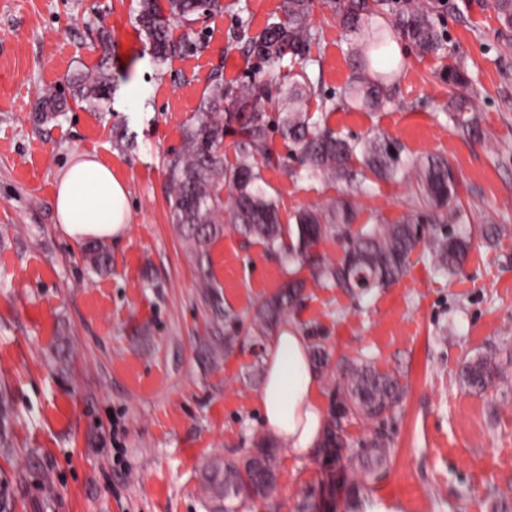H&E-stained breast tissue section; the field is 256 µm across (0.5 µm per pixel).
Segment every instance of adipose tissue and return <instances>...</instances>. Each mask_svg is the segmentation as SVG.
Here are the masks:
<instances>
[{"instance_id":"1","label":"adipose tissue","mask_w":512,"mask_h":512,"mask_svg":"<svg viewBox=\"0 0 512 512\" xmlns=\"http://www.w3.org/2000/svg\"><path fill=\"white\" fill-rule=\"evenodd\" d=\"M54 203L58 229L68 240L118 239L129 228L126 186L96 156H81L59 176ZM265 365L258 397L264 424L291 454H309L319 443L324 411L306 336L296 327L283 328Z\"/></svg>"}]
</instances>
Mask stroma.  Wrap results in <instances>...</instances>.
<instances>
[{"label":"stroma","mask_w":512,"mask_h":512,"mask_svg":"<svg viewBox=\"0 0 512 512\" xmlns=\"http://www.w3.org/2000/svg\"><path fill=\"white\" fill-rule=\"evenodd\" d=\"M280 3L224 0L223 14L204 24L203 47L159 65L131 0H0V392L12 407L0 479L12 487L14 512H223L202 471L240 459L265 431L257 400L274 339L256 336L252 318L287 275L279 257L229 228L198 263L170 219L164 160L213 70L233 85L251 75L237 37L260 32ZM429 3L444 52L421 57L404 45L391 68L392 103L338 108L329 125L359 138L385 133L406 155L443 157L468 225L507 232L494 244L474 237L451 278L422 245L398 282L355 299L306 282L287 322L320 336L329 355L318 371L322 403L353 359L405 388L383 422L344 424L353 459L385 428L386 459L364 475L324 448L296 456L280 447L270 498L234 502V512H512V27L494 0ZM311 24L319 39L307 73L318 92H340L351 74L349 37L322 8ZM104 28L115 43L108 57ZM458 55L475 138L447 114L443 70ZM101 65L117 87L110 111L74 103L52 121L34 120L39 93ZM122 132L131 147L115 146ZM78 154L110 163L128 187L129 229L108 241L112 269L103 275L56 224L55 181ZM266 178L286 214L344 190L280 170ZM415 201L409 182L372 185L353 198L355 223H398ZM228 314L237 338L229 351ZM60 336L70 339L65 371L51 357ZM477 356L505 370L482 393L462 382Z\"/></svg>","instance_id":"1"}]
</instances>
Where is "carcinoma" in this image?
<instances>
[{
	"instance_id": "obj_1",
	"label": "carcinoma",
	"mask_w": 512,
	"mask_h": 512,
	"mask_svg": "<svg viewBox=\"0 0 512 512\" xmlns=\"http://www.w3.org/2000/svg\"><path fill=\"white\" fill-rule=\"evenodd\" d=\"M322 7L357 39L351 48L352 75L339 94L323 96L319 115L309 108L315 95L313 83L304 73L312 62L311 50L318 33L310 25L314 0H281L280 14L257 34L243 33L246 52L256 62L254 76L236 86L224 84L221 73L213 72L196 111L189 119L179 150L166 159L170 187V218L188 247L202 259L212 240L224 233V223L246 238L261 242L268 252L291 265L290 277L278 292L255 312L253 329L265 337L286 320L288 309L300 299L305 280L298 272L306 267L321 288H343L359 296L373 288L387 287L406 271L410 255L421 240L439 271L457 274L471 247V230L444 224L445 210L457 197V180L448 162L438 156H402L401 148L383 135L348 137L326 124V115L340 105L359 110H379L390 102V81L374 70L382 64V52L399 34L422 55H436L443 36L431 8L420 0H405L397 8L393 0H319ZM224 12L223 0H210L202 8L200 0H135L132 13L144 33L146 47L158 64L176 55L197 52L202 42L190 36L175 41L174 24L192 29L202 15ZM303 73L292 75L295 66ZM450 87L469 83L468 68L462 58L445 69ZM71 97L56 91L37 96L32 111L40 120L68 109V99L104 112L110 109L112 78L103 68L77 75L68 82ZM452 120L465 136L476 134L477 119L469 111L465 97L450 100ZM292 146L293 173L300 179L343 182L351 193L322 205L303 207L283 223L280 202L267 191L265 172L288 161L270 148L273 135ZM234 137V159L224 155V138ZM414 179L415 195L435 211L434 224L407 216L400 224H364L352 230L356 218L351 195L360 194L377 181L399 183ZM343 243L344 255L336 264L324 263L315 248L328 238ZM89 267L107 273L112 256L107 247L91 241L85 247ZM342 382L333 393L321 447L345 445L342 423L360 416L371 420L390 412L401 400L404 387L389 373H380L357 360L345 364ZM501 365L494 358L478 357L463 368V382L471 390L484 391L502 378ZM10 408L0 399V445L9 446ZM389 444L383 430L363 448L360 466L379 464ZM278 441L255 435L244 461L215 465L205 474L206 484L216 497L224 499V512H232L231 502L242 494L266 497L271 489L263 471L275 467Z\"/></svg>"
}]
</instances>
